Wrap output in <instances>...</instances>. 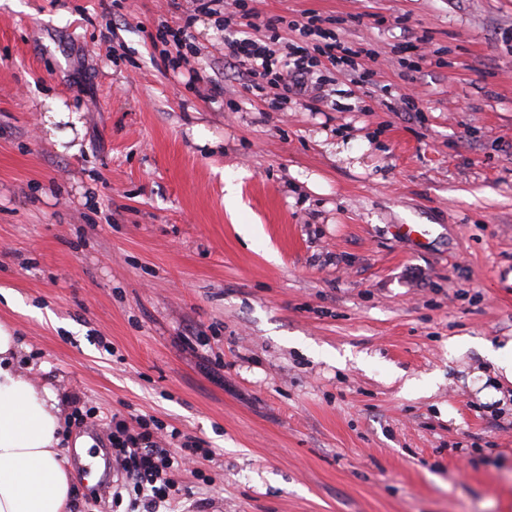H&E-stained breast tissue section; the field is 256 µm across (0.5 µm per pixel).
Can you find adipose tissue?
<instances>
[{"instance_id":"adipose-tissue-1","label":"adipose tissue","mask_w":512,"mask_h":512,"mask_svg":"<svg viewBox=\"0 0 512 512\" xmlns=\"http://www.w3.org/2000/svg\"><path fill=\"white\" fill-rule=\"evenodd\" d=\"M20 347L0 324V512H68L72 478L59 446L60 401L18 372Z\"/></svg>"}]
</instances>
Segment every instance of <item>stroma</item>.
I'll list each match as a JSON object with an SVG mask.
<instances>
[{"label":"stroma","mask_w":512,"mask_h":512,"mask_svg":"<svg viewBox=\"0 0 512 512\" xmlns=\"http://www.w3.org/2000/svg\"><path fill=\"white\" fill-rule=\"evenodd\" d=\"M251 5L369 53L311 112L246 93L220 22L173 0H0L21 374L91 454L112 413L202 440V510L512 512V382L484 354L512 341V0ZM67 456L71 512H115Z\"/></svg>","instance_id":"obj_1"}]
</instances>
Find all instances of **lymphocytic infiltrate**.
I'll return each instance as SVG.
<instances>
[{"instance_id": "lymphocytic-infiltrate-1", "label": "lymphocytic infiltrate", "mask_w": 512, "mask_h": 512, "mask_svg": "<svg viewBox=\"0 0 512 512\" xmlns=\"http://www.w3.org/2000/svg\"><path fill=\"white\" fill-rule=\"evenodd\" d=\"M194 11L219 13L224 17L225 29L235 35L225 42L229 55L248 77L244 88L263 99L274 95L277 100H288L297 90L320 88L317 69L321 63L336 66L352 62L361 56L363 47L341 40L336 34L320 26L318 18H308L302 26L305 36L317 37L313 48L296 46L277 52L270 43L256 40L251 32L257 27L275 31L278 19L257 24V14L245 0H190ZM112 455L124 473L122 491L114 492V501L130 494L129 512H177L181 495L177 477L189 463L206 450L200 439L171 430L169 436H160L161 425L152 418H138L136 423L112 419L108 425ZM176 440V449L165 448L164 439Z\"/></svg>"}]
</instances>
